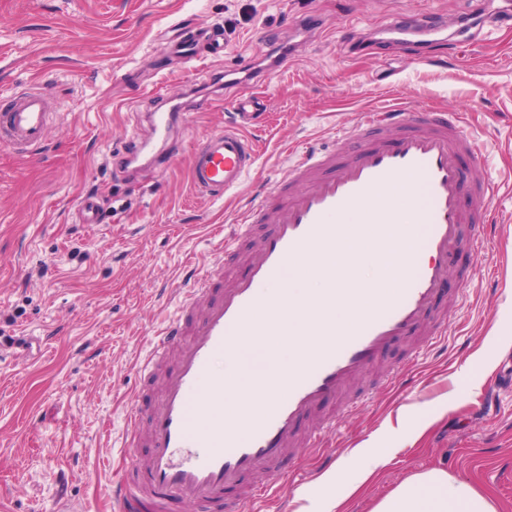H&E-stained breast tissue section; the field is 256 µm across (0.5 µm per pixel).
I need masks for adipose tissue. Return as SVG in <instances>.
<instances>
[{"instance_id": "1", "label": "adipose tissue", "mask_w": 512, "mask_h": 512, "mask_svg": "<svg viewBox=\"0 0 512 512\" xmlns=\"http://www.w3.org/2000/svg\"><path fill=\"white\" fill-rule=\"evenodd\" d=\"M371 512H497L469 479L443 468L417 472L378 500Z\"/></svg>"}]
</instances>
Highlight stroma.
I'll use <instances>...</instances> for the list:
<instances>
[{
    "label": "stroma",
    "instance_id": "obj_1",
    "mask_svg": "<svg viewBox=\"0 0 512 512\" xmlns=\"http://www.w3.org/2000/svg\"><path fill=\"white\" fill-rule=\"evenodd\" d=\"M477 0H0V91L39 88L57 116L42 150L0 147V331L43 340L34 353L0 344V502L12 512H114L112 483L125 466V418L158 393H137L138 368L160 329L177 314L186 280L217 259V227L272 191L306 150L345 155L338 129L390 95L407 106L464 113L476 149L461 154L467 181L498 191L485 222L466 226L448 259L436 300L448 332L418 355L419 339L391 342L366 377L369 398L340 409L322 448L293 443L294 472L257 512H300L317 492L323 457L344 461L359 481L351 448L397 454L349 512H370L407 476L437 466L461 474L512 512V347L490 340L512 320V24L484 41L447 38L423 52L369 45L388 19L439 13L449 29ZM215 25L224 55L180 61L177 24ZM294 45L286 70L261 63L270 41ZM243 72L236 83L215 77ZM255 98L248 133L258 165L231 196H198L189 181L193 150ZM175 99L188 117L172 164L122 169L132 130ZM92 197L99 221L76 208ZM138 456L148 452L138 434Z\"/></svg>",
    "mask_w": 512,
    "mask_h": 512
}]
</instances>
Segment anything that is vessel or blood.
<instances>
[{
  "mask_svg": "<svg viewBox=\"0 0 512 512\" xmlns=\"http://www.w3.org/2000/svg\"><path fill=\"white\" fill-rule=\"evenodd\" d=\"M442 27L433 14L402 16L384 29L397 47L436 40ZM208 43L211 56L224 53V38L213 30L187 25L175 51L185 60L199 57ZM252 100L238 104L235 125L207 137L195 148L189 169L192 186L209 199L237 190L254 168L257 152L241 125L252 118ZM54 103L40 89L13 92L0 111V146L25 151L42 148ZM177 108L157 109L149 121L155 142L169 147ZM356 146L343 161L309 152L292 165L276 191L246 209L224 232L225 253H235L254 224L269 230L247 255L245 277L224 284V263L216 261L187 289L182 310L159 336L140 368L141 380L169 348L177 356L148 417L146 462L139 490L120 481L111 490L115 512H168L187 501L206 512L226 485L256 476L247 499L230 512H250L282 476L279 463L300 424L314 409L341 396L380 359L396 339L416 335L432 312L449 274L448 257L461 240L469 217L461 198L465 183L458 164L475 140L462 116L428 105H402L369 113L350 130ZM340 224H412L411 259L394 295L381 296L352 329L339 338H316L303 365L288 370V385L268 410L243 417L240 430L225 429L224 374L218 360L231 357L248 335L264 303V290L287 284L294 262L336 237ZM219 298L210 299L215 283Z\"/></svg>",
  "mask_w": 512,
  "mask_h": 512,
  "instance_id": "1",
  "label": "vessel or blood"
}]
</instances>
